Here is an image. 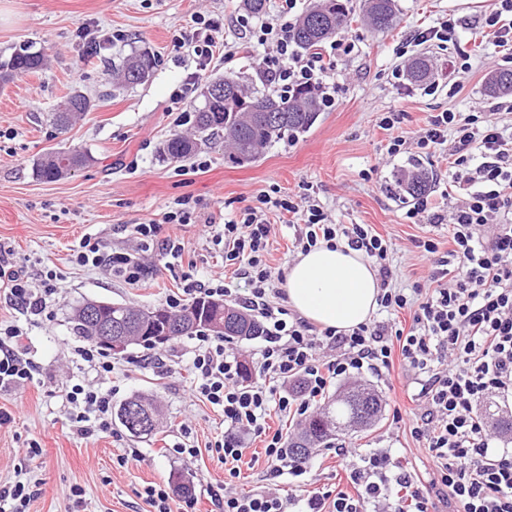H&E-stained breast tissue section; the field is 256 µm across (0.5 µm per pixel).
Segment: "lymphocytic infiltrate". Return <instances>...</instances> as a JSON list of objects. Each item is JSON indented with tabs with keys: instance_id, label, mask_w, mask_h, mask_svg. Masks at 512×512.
Here are the masks:
<instances>
[{
	"instance_id": "1",
	"label": "lymphocytic infiltrate",
	"mask_w": 512,
	"mask_h": 512,
	"mask_svg": "<svg viewBox=\"0 0 512 512\" xmlns=\"http://www.w3.org/2000/svg\"><path fill=\"white\" fill-rule=\"evenodd\" d=\"M273 22L253 23L251 15L235 18L238 29L264 51L252 58L260 79L282 95L300 87L320 93L322 109L336 99L337 62L315 51L302 53L290 34L298 18V0H277ZM188 45L198 59L197 71L173 93L174 102L195 92L200 74L219 51L213 37L218 22L197 14ZM451 144L449 184L463 198L450 212L435 210L430 195L416 198L409 218L425 224H445L454 244L449 257L438 254L434 240L423 241L434 268L429 287L412 293L389 287L393 276L390 244L367 224H330L315 207L302 208L268 192L254 205L225 222L213 239L224 246V263L241 266L250 285L243 304L264 321V338L255 377L243 380L241 362L223 337L196 336L185 366L188 389L224 415V436L209 446L224 462L225 494L211 493L217 512H432L431 492L409 471H395L390 449L363 455L362 467L348 475L357 493L336 485L303 498L280 495L276 489L241 494L231 486L253 438L264 444L266 473L298 479L306 466L292 464L282 430L268 423L271 413L305 417L331 381L363 372L389 369L393 352L406 367L423 374L422 412L394 423L408 422L411 432L437 462L438 482L456 505V512H512V452L493 446L477 412L486 398L512 391V131L486 114L432 115L417 141L422 149ZM288 213L302 225V250L318 243H345L363 251L377 267L386 289L382 311L413 308L409 329L372 320L348 333L317 329L276 303L277 291L264 260L271 234L270 214ZM81 267H109L113 276L136 283L145 273L141 259L130 252L106 251L99 239L83 238L72 254ZM59 275L43 271L32 281L27 271L0 261V282L19 310L48 321ZM20 326L0 330V389L32 381L35 367L23 349ZM302 378L305 391L293 395L288 384ZM74 432L91 438L112 430V394L91 384L72 385L66 394Z\"/></svg>"
}]
</instances>
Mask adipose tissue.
I'll list each match as a JSON object with an SVG mask.
<instances>
[{
  "mask_svg": "<svg viewBox=\"0 0 512 512\" xmlns=\"http://www.w3.org/2000/svg\"><path fill=\"white\" fill-rule=\"evenodd\" d=\"M282 289L300 316L342 333L368 322L379 305L380 280L363 252L320 244L298 254Z\"/></svg>",
  "mask_w": 512,
  "mask_h": 512,
  "instance_id": "1",
  "label": "adipose tissue"
}]
</instances>
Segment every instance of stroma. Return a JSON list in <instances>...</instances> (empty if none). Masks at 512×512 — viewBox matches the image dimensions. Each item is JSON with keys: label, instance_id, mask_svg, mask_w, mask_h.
I'll return each mask as SVG.
<instances>
[{"label": "stroma", "instance_id": "35a3bbf8", "mask_svg": "<svg viewBox=\"0 0 512 512\" xmlns=\"http://www.w3.org/2000/svg\"><path fill=\"white\" fill-rule=\"evenodd\" d=\"M495 0H396L391 31L378 33L354 18L342 31L355 44L351 54L337 56L336 105L320 112L310 130L298 138L268 147L256 163L238 166L219 147L199 150L193 161L160 158L159 149L171 134L189 130L188 104H173L175 89L196 70L190 48L175 41L189 31L195 13L222 22L217 40L239 44L234 55H217L205 76L224 75L260 87L250 55L253 44L233 20L241 0H0V55H10L25 42L50 48V60L39 72L16 77L0 87V246L8 261L30 274L52 269L61 272L54 302V320L47 325L24 318L0 290V326H23L25 350L37 365L32 382L0 391V409L12 414L0 426V484L17 480L19 471L39 478L41 492L29 512H74L70 486H80L86 512H145L141 496L152 483H170L185 475L199 492V512H209L207 488L224 485V463L207 444L222 437L224 418L210 405L190 396L179 377H158L135 366L143 355L139 346L115 357L112 374L89 372L73 352L82 339L70 323L73 308L87 300L153 307L183 284L184 275L208 282H226L233 294L249 293L246 278L225 267L224 251L211 240L209 227L233 218L252 204L260 191L276 190L279 197L299 201L309 196L335 224H367L392 244V287L411 290L426 283L431 266L419 241L432 238L439 255L453 243L447 228H434L408 218L412 198L394 191L399 174L422 165L436 181L433 198L454 206L456 197H443L449 172L450 145L424 151L414 144L430 115L444 110L470 114L489 112L496 100L485 90L487 76L512 69V58L498 52L480 32L483 16ZM458 20L455 41L407 44L409 32L436 26L445 18ZM149 47L156 65L147 82L128 88L110 78L113 66L137 47ZM425 53L434 60V76L415 83L406 76L407 59ZM471 66L456 75L460 90L450 93L447 75L459 66L462 54ZM85 93L94 106L58 131L52 113L70 92ZM388 112L401 115L393 131L380 128ZM406 137L399 154H388L392 135ZM76 148L94 161L71 176L54 182L38 179L34 162L45 152ZM204 169H196V162ZM189 197L197 208L188 224L162 223L174 199ZM150 220L161 222V238H173L184 247L182 260L171 266L158 251L145 256L147 271L130 284L103 268L80 267L71 254L87 236L100 238L107 249H134L130 227ZM299 226L274 219L267 264L273 276H285L299 250ZM359 383L370 385L382 399V413L371 429L340 439L346 455L319 447L309 457L311 469L302 483L280 487L304 495L327 484L345 483L363 454L388 448L393 458L414 469L424 485L437 477L428 449L408 427L393 423L394 410L415 412L420 407L419 384L402 363L382 375L364 374ZM94 383L112 391L113 404L139 394L151 399L162 419L155 435L132 437L125 429L83 439L73 434L65 394L76 383ZM189 433L202 449L194 460L168 455L165 445ZM39 441L42 453L26 455L28 444ZM143 449L142 462L118 466L124 448Z\"/></svg>", "mask_w": 512, "mask_h": 512}]
</instances>
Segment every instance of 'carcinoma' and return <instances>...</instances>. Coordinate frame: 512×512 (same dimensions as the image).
<instances>
[{
	"label": "carcinoma",
	"mask_w": 512,
	"mask_h": 512,
	"mask_svg": "<svg viewBox=\"0 0 512 512\" xmlns=\"http://www.w3.org/2000/svg\"><path fill=\"white\" fill-rule=\"evenodd\" d=\"M361 14L365 23L373 30H387L395 20L394 0H361ZM352 0H312L297 20L292 32L293 42L303 50H315L319 45L345 28L353 14ZM34 44H25L6 59L0 58V86L15 77L41 70L47 58V48L32 50ZM155 55L146 46L132 52L121 68L114 72L118 79L128 85L144 83L142 73L154 68ZM429 59L425 55L414 58L407 68V77L422 83L430 78ZM224 84V96L216 97L212 87L217 82ZM492 94L512 93V69L495 71L489 82ZM200 104H191L193 126L189 133H174L164 141L160 154L167 160L187 161L203 146L224 144L225 156L236 165H248L262 156L263 150L272 143L296 138L307 132L316 121L320 108L318 92L304 89L288 98L278 94L262 93L251 89L240 80L230 76L210 80L202 93ZM272 109V112H258L256 107ZM93 107L85 95L73 92L54 120L60 126L72 123L76 115L88 112ZM93 157L77 149H58L44 154L34 164L38 178L57 181L67 176L72 165L84 168ZM430 188L429 175L422 170L409 177L396 180V189L409 196L427 193ZM192 306L206 308L203 322L195 331L215 332L211 322L218 317L216 304L200 299ZM84 306L74 309L71 322L74 331L92 340L89 323L83 316ZM231 313L234 323L225 327L221 335L226 338L252 337L263 335V326L252 315L232 305L224 306ZM143 309L134 306L106 302L100 306V315L112 320V325L132 327L140 320ZM354 413L352 394L329 399L318 412L308 416L301 425L297 436L290 442L292 459L301 463L308 460L311 450L319 444H328L335 436L347 429Z\"/></svg>",
	"instance_id": "carcinoma-1"
}]
</instances>
